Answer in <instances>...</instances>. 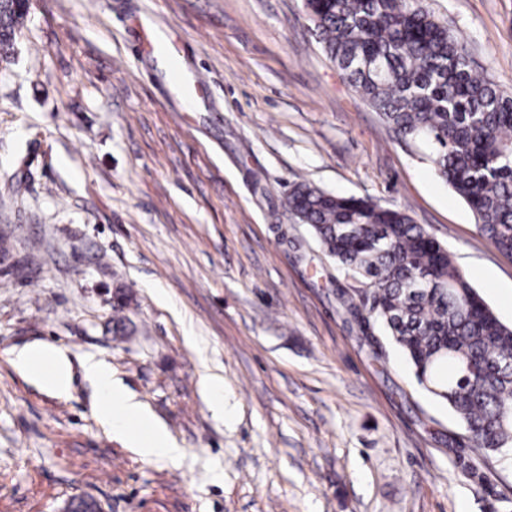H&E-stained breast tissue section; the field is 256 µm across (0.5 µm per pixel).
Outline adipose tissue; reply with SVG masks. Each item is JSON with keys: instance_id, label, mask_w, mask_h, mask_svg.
<instances>
[{"instance_id": "obj_1", "label": "adipose tissue", "mask_w": 512, "mask_h": 512, "mask_svg": "<svg viewBox=\"0 0 512 512\" xmlns=\"http://www.w3.org/2000/svg\"><path fill=\"white\" fill-rule=\"evenodd\" d=\"M12 363L34 381L55 394H66L71 386V362L59 348L26 345L13 349ZM83 375L95 389L94 410L100 425L110 434L132 442L147 459H177L182 450L154 420L142 403L112 375V365L93 356L82 361Z\"/></svg>"}]
</instances>
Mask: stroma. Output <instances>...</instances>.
I'll use <instances>...</instances> for the list:
<instances>
[{"label":"stroma","mask_w":512,"mask_h":512,"mask_svg":"<svg viewBox=\"0 0 512 512\" xmlns=\"http://www.w3.org/2000/svg\"><path fill=\"white\" fill-rule=\"evenodd\" d=\"M419 4L512 93V0ZM156 34L207 92L169 87ZM301 182L406 210L512 325V255L342 78L304 0H31L0 62V512H512V456L486 499L445 445L448 406L339 308L362 284L283 209ZM33 342L66 349L68 396L12 366ZM89 355L178 459L104 431ZM202 383L207 389L211 408L224 416V388L223 380L217 376L204 375Z\"/></svg>","instance_id":"stroma-1"}]
</instances>
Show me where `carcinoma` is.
<instances>
[{
  "instance_id": "obj_1",
  "label": "carcinoma",
  "mask_w": 512,
  "mask_h": 512,
  "mask_svg": "<svg viewBox=\"0 0 512 512\" xmlns=\"http://www.w3.org/2000/svg\"><path fill=\"white\" fill-rule=\"evenodd\" d=\"M326 55L401 139L422 146L478 230L512 254V94L473 69L462 39L417 0H304ZM29 9L3 8L0 61ZM283 206L336 264L365 282L342 307L374 346L387 333L418 385L446 403L456 464L482 492L474 459L512 450V326L472 287L454 256L404 211L296 184Z\"/></svg>"
}]
</instances>
